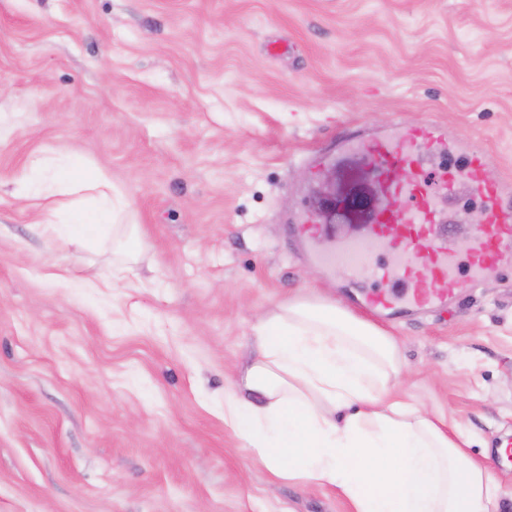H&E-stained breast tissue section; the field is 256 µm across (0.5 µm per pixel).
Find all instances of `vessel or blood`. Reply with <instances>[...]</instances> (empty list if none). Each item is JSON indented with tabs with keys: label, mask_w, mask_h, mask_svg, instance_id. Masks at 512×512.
I'll return each mask as SVG.
<instances>
[{
	"label": "vessel or blood",
	"mask_w": 512,
	"mask_h": 512,
	"mask_svg": "<svg viewBox=\"0 0 512 512\" xmlns=\"http://www.w3.org/2000/svg\"><path fill=\"white\" fill-rule=\"evenodd\" d=\"M449 145L444 129L435 123L398 124L383 137L368 142L347 137L339 144L341 155L376 161L382 172V198L364 230L325 262L354 268L388 244L398 245L384 274L388 289L373 296V306L437 308L459 288L456 259L448 251V220L436 205L437 196H454L463 186L483 201L474 234L462 243L471 283H478L487 268L512 249V202L483 182L484 157L479 151L471 152L460 171L429 167V151ZM404 169L411 173L406 182L399 179Z\"/></svg>",
	"instance_id": "vessel-or-blood-1"
}]
</instances>
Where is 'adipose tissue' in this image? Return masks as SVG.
Listing matches in <instances>:
<instances>
[{
	"instance_id": "ef3b65f1",
	"label": "adipose tissue",
	"mask_w": 512,
	"mask_h": 512,
	"mask_svg": "<svg viewBox=\"0 0 512 512\" xmlns=\"http://www.w3.org/2000/svg\"><path fill=\"white\" fill-rule=\"evenodd\" d=\"M20 195L80 194L92 207L40 224L52 239L94 238L124 201L104 173L72 156L33 161ZM393 337L329 297L288 301L254 327L252 361L224 391V421L278 479L337 489L352 512H500L486 465L462 432L397 399Z\"/></svg>"
}]
</instances>
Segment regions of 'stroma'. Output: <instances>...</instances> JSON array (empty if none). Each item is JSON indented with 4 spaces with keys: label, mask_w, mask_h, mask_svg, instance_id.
Masks as SVG:
<instances>
[{
    "label": "stroma",
    "mask_w": 512,
    "mask_h": 512,
    "mask_svg": "<svg viewBox=\"0 0 512 512\" xmlns=\"http://www.w3.org/2000/svg\"><path fill=\"white\" fill-rule=\"evenodd\" d=\"M445 124L433 155L512 189V0H0V512H351L275 479L224 423L260 314L330 295L394 336L401 398L469 441L512 497V261L445 314L365 300L313 259L362 224L373 167L333 169L336 218L296 232L347 134ZM74 153L127 202L96 239L52 241L14 198ZM459 248L482 207L440 199ZM135 229L136 275L98 282Z\"/></svg>",
    "instance_id": "obj_1"
}]
</instances>
